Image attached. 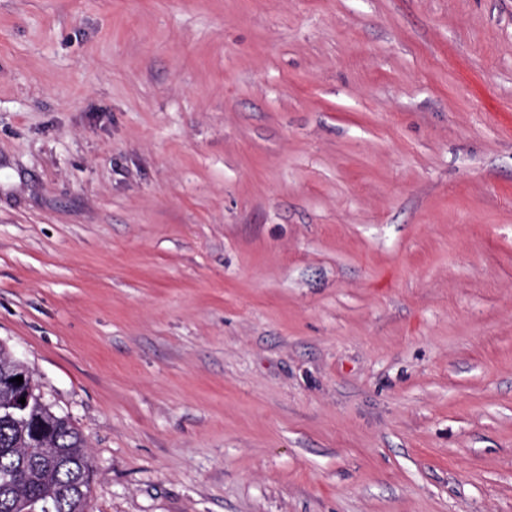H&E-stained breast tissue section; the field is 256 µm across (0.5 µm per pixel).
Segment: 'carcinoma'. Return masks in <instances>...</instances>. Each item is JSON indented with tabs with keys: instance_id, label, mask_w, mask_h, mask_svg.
I'll return each instance as SVG.
<instances>
[{
	"instance_id": "cac0c4a2",
	"label": "carcinoma",
	"mask_w": 512,
	"mask_h": 512,
	"mask_svg": "<svg viewBox=\"0 0 512 512\" xmlns=\"http://www.w3.org/2000/svg\"><path fill=\"white\" fill-rule=\"evenodd\" d=\"M49 431V449L30 445L32 430ZM89 454L80 430L41 398L14 413L0 393V512H29L30 503L54 501V512H83L77 488L88 480Z\"/></svg>"
}]
</instances>
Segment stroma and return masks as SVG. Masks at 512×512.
<instances>
[{"instance_id":"1","label":"stroma","mask_w":512,"mask_h":512,"mask_svg":"<svg viewBox=\"0 0 512 512\" xmlns=\"http://www.w3.org/2000/svg\"><path fill=\"white\" fill-rule=\"evenodd\" d=\"M0 344L88 512H512V0H0Z\"/></svg>"}]
</instances>
